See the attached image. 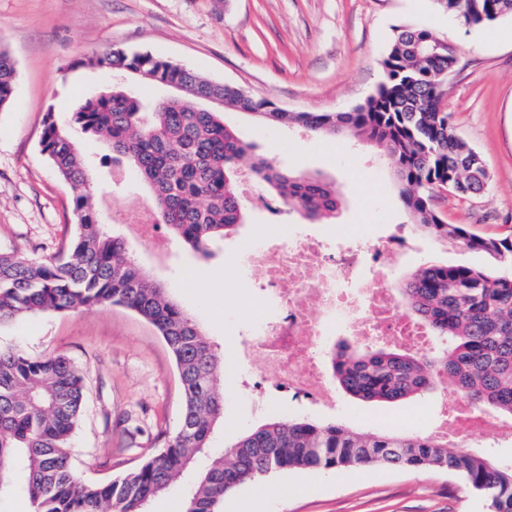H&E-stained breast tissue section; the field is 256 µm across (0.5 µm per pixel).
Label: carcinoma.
I'll return each mask as SVG.
<instances>
[{
  "mask_svg": "<svg viewBox=\"0 0 512 512\" xmlns=\"http://www.w3.org/2000/svg\"><path fill=\"white\" fill-rule=\"evenodd\" d=\"M469 27L512 16V0H439ZM457 53L423 29L397 33L382 61L375 92L348 112H284L272 102L221 85L150 53L107 48L86 59L119 78L175 82L167 99L138 96L116 81L77 102L71 124L109 142L110 160L131 168L152 190L159 223L202 259L238 231L247 208L235 187L239 160L253 146L224 124L223 113L199 100L216 97L237 111L298 126L320 136L366 140L392 166L398 194L417 229L441 242L483 252L498 267L424 263L398 282L403 308L424 319L447 352L418 358L397 349L362 350L341 341L329 351L343 393L362 401L397 402L427 395L443 381L477 406L512 418V235L484 236L443 220L432 201L440 191L474 197L486 187L480 154L440 110ZM16 68L0 49V108L14 90ZM42 152L73 191L76 234L68 250L42 260L0 251V325L37 312L122 306L152 324L168 346L183 405L167 448L102 484L82 480L70 465L80 422L83 377L65 355L32 356L0 349V499L23 489L30 512H147L202 456L208 463L185 512H219L224 498L262 476L293 470L363 467L445 468L493 512H512V464L424 436L355 430L309 417L273 420L245 432L224 453H210L223 416V358L194 318L135 261L120 236L99 223L86 187L85 159L54 110L44 116ZM259 181L309 221L333 216L336 184L253 156Z\"/></svg>",
  "mask_w": 512,
  "mask_h": 512,
  "instance_id": "carcinoma-1",
  "label": "carcinoma"
}]
</instances>
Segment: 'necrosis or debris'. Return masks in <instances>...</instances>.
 Instances as JSON below:
<instances>
[{
	"label": "necrosis or debris",
	"instance_id": "obj_1",
	"mask_svg": "<svg viewBox=\"0 0 512 512\" xmlns=\"http://www.w3.org/2000/svg\"><path fill=\"white\" fill-rule=\"evenodd\" d=\"M405 252L391 237L331 240L299 224H283L264 246L239 255L243 265L263 270L261 289L278 304L277 314L259 307L244 349L272 374L277 387L324 408L336 402L324 369L327 339L338 329L371 347H402L426 357L441 344L427 325L396 301L393 271ZM439 441L465 444L512 439V425L471 402L450 400L431 428Z\"/></svg>",
	"mask_w": 512,
	"mask_h": 512
}]
</instances>
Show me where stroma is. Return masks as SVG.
Listing matches in <instances>:
<instances>
[{"mask_svg": "<svg viewBox=\"0 0 512 512\" xmlns=\"http://www.w3.org/2000/svg\"><path fill=\"white\" fill-rule=\"evenodd\" d=\"M423 28L458 49L444 107L462 139L482 157L489 181L479 196L436 194L451 224L487 236L512 234V17L468 28L434 0H0V49L16 67L10 103L0 108V249L30 259L58 255L76 232L72 190L42 153L43 117L68 119L72 105L108 84L110 72L86 66L105 47L150 53L288 112H347L382 77L396 29ZM224 120L257 153L283 167L336 182L343 202L327 232L349 225L363 238L400 233L421 250L401 274L426 262L492 267L494 261L417 230L398 197L390 164L367 143L325 140L300 127L240 112ZM89 160L88 189L100 220L127 236L122 217L152 198L130 171L102 166L106 144L73 130ZM262 214L249 212L237 233L201 260L178 244L160 255L130 242L136 261L224 355V415L214 451L263 423L313 416L306 401L263 395L241 384L238 346L246 339L260 276L237 264L244 247L270 238ZM62 354L81 371L85 407L72 441V467L107 482L166 448L181 410L174 359L147 321L120 306L36 313L0 328V348ZM433 395L398 404L342 397L335 418L373 433L424 435ZM220 512H491L454 474L440 469L279 472L225 497Z\"/></svg>", "mask_w": 512, "mask_h": 512, "instance_id": "1", "label": "stroma"}]
</instances>
